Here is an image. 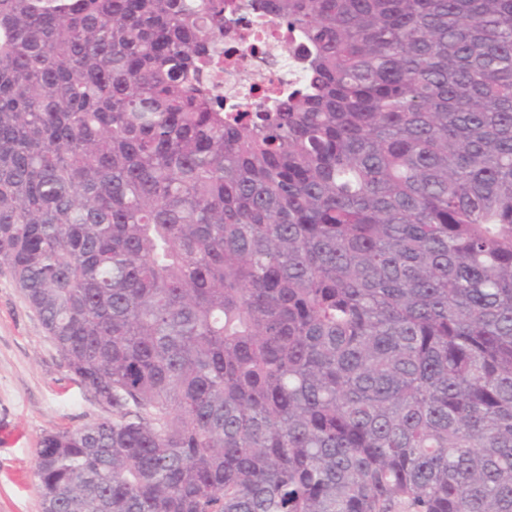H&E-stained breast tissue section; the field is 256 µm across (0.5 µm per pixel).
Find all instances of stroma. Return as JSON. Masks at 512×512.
I'll return each instance as SVG.
<instances>
[{
	"label": "stroma",
	"mask_w": 512,
	"mask_h": 512,
	"mask_svg": "<svg viewBox=\"0 0 512 512\" xmlns=\"http://www.w3.org/2000/svg\"><path fill=\"white\" fill-rule=\"evenodd\" d=\"M108 415L72 382L10 271L0 267V424L19 434L0 440V512H42L35 459L43 434Z\"/></svg>",
	"instance_id": "obj_1"
}]
</instances>
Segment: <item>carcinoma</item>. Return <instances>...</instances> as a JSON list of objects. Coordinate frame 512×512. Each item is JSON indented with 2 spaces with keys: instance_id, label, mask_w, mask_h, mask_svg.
<instances>
[{
  "instance_id": "obj_1",
  "label": "carcinoma",
  "mask_w": 512,
  "mask_h": 512,
  "mask_svg": "<svg viewBox=\"0 0 512 512\" xmlns=\"http://www.w3.org/2000/svg\"><path fill=\"white\" fill-rule=\"evenodd\" d=\"M246 6L0 0V266L112 409L42 512H512V0ZM261 47L267 52L265 60L260 59V49L253 53L249 42L234 46L233 59L238 64L235 69L224 72V82L219 83L220 91L238 98L251 95L252 85L261 81L273 80L275 84L283 86L301 79L302 72L297 61L288 52V46L272 24L263 33H260ZM262 60V61H260Z\"/></svg>"
}]
</instances>
